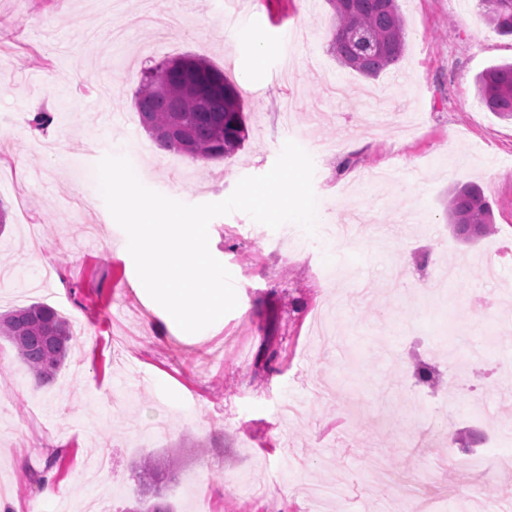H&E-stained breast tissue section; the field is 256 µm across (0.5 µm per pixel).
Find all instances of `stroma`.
<instances>
[{
	"label": "stroma",
	"mask_w": 512,
	"mask_h": 512,
	"mask_svg": "<svg viewBox=\"0 0 512 512\" xmlns=\"http://www.w3.org/2000/svg\"><path fill=\"white\" fill-rule=\"evenodd\" d=\"M398 5L404 55L367 79L329 52L327 0H235L231 19L224 0H162L183 17L164 42L134 24L141 0H0V270L12 274L0 313L47 304L77 339L42 386L0 340L11 512H55L67 498L127 512L145 454L175 512H416L422 498L443 512H467L472 498L512 512V471L494 462L512 455V254L491 253L512 244V120L475 85L512 60V36L476 0ZM186 54L231 82L251 76L249 137L233 156L161 151L139 128L144 71ZM288 140L314 163V233L214 218L210 251L238 306L196 333L171 326L138 290L89 171L123 155L170 198L219 202ZM466 183L495 224L475 242L448 222V194ZM269 346L279 359L266 368ZM418 406L432 423L411 417ZM469 453L473 466H458Z\"/></svg>",
	"instance_id": "stroma-1"
}]
</instances>
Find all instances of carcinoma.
Segmentation results:
<instances>
[{"mask_svg":"<svg viewBox=\"0 0 512 512\" xmlns=\"http://www.w3.org/2000/svg\"><path fill=\"white\" fill-rule=\"evenodd\" d=\"M334 23L329 49L337 62L367 78L380 76L402 57L404 20L397 0H328ZM490 25L512 36V0H478ZM481 103L512 119V62L492 65L476 77ZM144 129L162 148L197 159L228 157L248 138L244 101L224 71L204 58L182 55L144 72L135 93ZM448 221L455 233L475 241L493 230L490 205L470 186L448 197ZM0 337L41 383L53 379L71 348L69 323L54 308L33 303L0 314ZM152 457L139 464L144 486L154 485Z\"/></svg>","mask_w":512,"mask_h":512,"instance_id":"obj_1","label":"carcinoma"}]
</instances>
